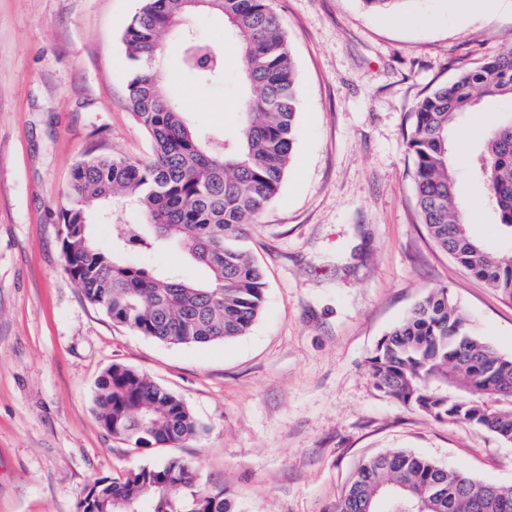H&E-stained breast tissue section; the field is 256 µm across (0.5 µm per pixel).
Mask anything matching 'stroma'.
<instances>
[{
    "label": "stroma",
    "instance_id": "stroma-1",
    "mask_svg": "<svg viewBox=\"0 0 512 512\" xmlns=\"http://www.w3.org/2000/svg\"><path fill=\"white\" fill-rule=\"evenodd\" d=\"M140 0H0V512H77L100 477L177 456L198 490L245 512H332L365 458L409 450L512 486V443L440 422L377 391L367 358L431 289L448 287L476 332L512 354V301L428 237L405 134L416 102L512 47V0H272L288 38L300 110L294 156L247 248L267 282L250 331L169 346L114 323L63 269L58 213L88 152L144 159L152 142L129 105L122 35ZM196 36L224 56L207 86L162 37L164 88L193 129L223 137L247 91L213 15ZM512 99L482 103L452 131L476 148ZM464 217L490 254L501 235L485 182L457 174ZM128 365L192 410L198 434L134 448L99 424L95 383Z\"/></svg>",
    "mask_w": 512,
    "mask_h": 512
}]
</instances>
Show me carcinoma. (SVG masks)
Wrapping results in <instances>:
<instances>
[{"mask_svg": "<svg viewBox=\"0 0 512 512\" xmlns=\"http://www.w3.org/2000/svg\"><path fill=\"white\" fill-rule=\"evenodd\" d=\"M224 20L242 54L245 83L236 131L211 141L184 121L161 87L160 33H181L182 69L196 81L224 78L222 55L200 44L186 0H141L122 41L135 69L129 99L153 141L146 161L86 156L70 177L59 214L65 272L87 300L116 323L172 346L225 342L244 335L265 303L260 266L244 249L248 229L274 199L297 135L298 84L293 58L271 0H203ZM512 98V48L464 69L414 107L406 145L415 169L417 204L430 239L470 275L512 299V253L491 255L463 217L451 128L482 101ZM486 182L495 223L512 235V114L487 130L467 158ZM107 203L138 211L141 224L116 228L100 244L92 218ZM181 247L201 271L189 280L132 264L129 251ZM375 388L437 421L460 422L512 443V355L475 331L449 289L430 290L377 343L368 358ZM101 426L136 448L176 445L198 424L185 403L150 377L115 363L96 385ZM192 473L179 457L100 478L79 512H243L224 491L185 489ZM512 512V488L485 483L459 467L407 451L362 462L335 512Z\"/></svg>", "mask_w": 512, "mask_h": 512, "instance_id": "obj_1", "label": "carcinoma"}]
</instances>
